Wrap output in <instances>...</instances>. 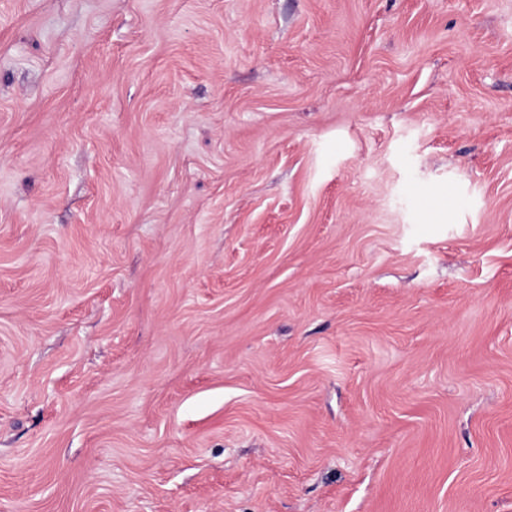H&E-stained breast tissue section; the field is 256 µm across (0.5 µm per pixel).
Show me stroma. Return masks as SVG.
Wrapping results in <instances>:
<instances>
[{
	"label": "stroma",
	"instance_id": "1",
	"mask_svg": "<svg viewBox=\"0 0 512 512\" xmlns=\"http://www.w3.org/2000/svg\"><path fill=\"white\" fill-rule=\"evenodd\" d=\"M0 512H512V0H0Z\"/></svg>",
	"mask_w": 512,
	"mask_h": 512
}]
</instances>
